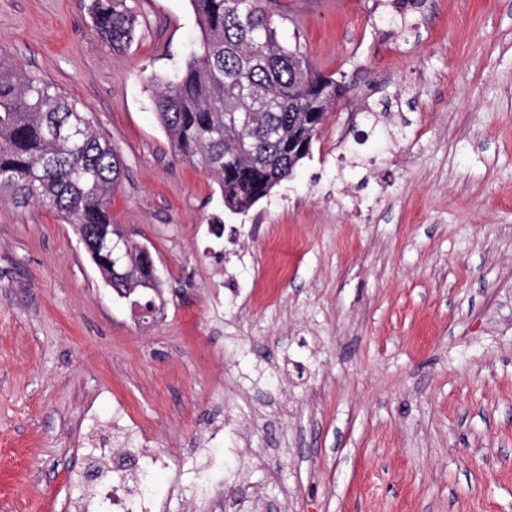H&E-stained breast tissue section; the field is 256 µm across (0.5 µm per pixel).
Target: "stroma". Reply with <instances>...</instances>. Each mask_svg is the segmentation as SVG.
<instances>
[{
  "mask_svg": "<svg viewBox=\"0 0 512 512\" xmlns=\"http://www.w3.org/2000/svg\"><path fill=\"white\" fill-rule=\"evenodd\" d=\"M87 3L0 0V52L95 114L163 285L143 319L72 225L0 201V512L86 498L121 409L171 453L154 512H512V0H262L347 90L245 214L154 113L190 0H126L121 52Z\"/></svg>",
  "mask_w": 512,
  "mask_h": 512,
  "instance_id": "stroma-1",
  "label": "stroma"
}]
</instances>
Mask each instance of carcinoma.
<instances>
[{
    "instance_id": "carcinoma-1",
    "label": "carcinoma",
    "mask_w": 512,
    "mask_h": 512,
    "mask_svg": "<svg viewBox=\"0 0 512 512\" xmlns=\"http://www.w3.org/2000/svg\"><path fill=\"white\" fill-rule=\"evenodd\" d=\"M201 32L174 74L159 81L157 119L177 154L209 173L224 206L248 212L288 180L336 106V79L290 47L260 0H191ZM95 32L114 51L131 47L136 17L126 0H90ZM122 164L93 113L0 55V199L34 204L74 225L114 290L159 294L162 281L112 277L110 197Z\"/></svg>"
}]
</instances>
